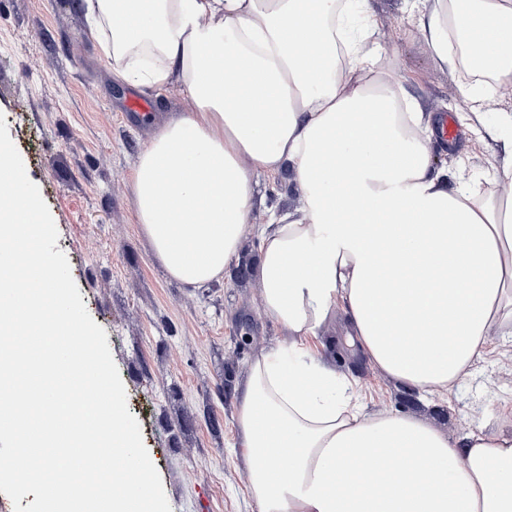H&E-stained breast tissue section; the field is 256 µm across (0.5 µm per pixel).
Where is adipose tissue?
Returning a JSON list of instances; mask_svg holds the SVG:
<instances>
[{"instance_id": "1", "label": "adipose tissue", "mask_w": 512, "mask_h": 512, "mask_svg": "<svg viewBox=\"0 0 512 512\" xmlns=\"http://www.w3.org/2000/svg\"><path fill=\"white\" fill-rule=\"evenodd\" d=\"M434 62L470 59L512 86V0H433ZM113 75L187 90L132 170L136 222L172 278L223 277L249 232L265 313L294 339L256 357L238 446L258 512H512V434L455 443L393 413L366 418L352 382L305 340L344 307L386 374L448 387L512 335V118L499 198L446 187L422 115L379 80L369 0H82ZM125 16L116 24L117 16ZM456 35L461 53L448 50ZM297 175L300 205L255 224L260 177Z\"/></svg>"}]
</instances>
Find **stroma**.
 <instances>
[{"instance_id": "stroma-1", "label": "stroma", "mask_w": 512, "mask_h": 512, "mask_svg": "<svg viewBox=\"0 0 512 512\" xmlns=\"http://www.w3.org/2000/svg\"><path fill=\"white\" fill-rule=\"evenodd\" d=\"M80 0H0V115L55 222L57 247L107 341L127 394L128 410L162 480L172 512H258L247 493L248 464L236 447L237 390L251 361L290 340L263 310L254 275L259 239L245 235L221 280L191 288L155 260L135 219L130 170L159 117L183 111L184 87L146 93L153 120L124 118L132 88L98 59ZM378 27L370 42L385 74L418 107L428 125L441 115L459 120L465 92L486 97L481 122H460V139L429 147L445 183L479 185L504 164L491 136L512 113V88L489 85L431 57L411 24L409 0H371ZM292 169L259 180L252 221L298 207ZM312 357L353 377L362 415L406 414L460 442L468 432L512 433V337L491 335L482 357L447 389L422 395L383 374L353 337L350 318L334 309L316 337Z\"/></svg>"}]
</instances>
